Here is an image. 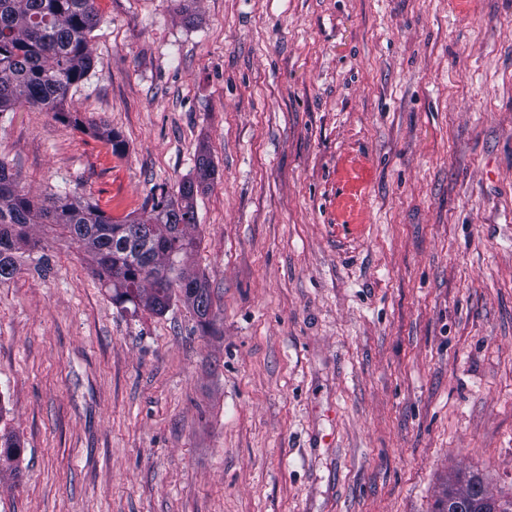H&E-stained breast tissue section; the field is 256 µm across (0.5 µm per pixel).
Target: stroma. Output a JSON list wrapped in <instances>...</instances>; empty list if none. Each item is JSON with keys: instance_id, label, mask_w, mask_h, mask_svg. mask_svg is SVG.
Returning <instances> with one entry per match:
<instances>
[{"instance_id": "35a3bbf8", "label": "stroma", "mask_w": 512, "mask_h": 512, "mask_svg": "<svg viewBox=\"0 0 512 512\" xmlns=\"http://www.w3.org/2000/svg\"><path fill=\"white\" fill-rule=\"evenodd\" d=\"M64 105L0 115L34 193L198 194L192 309L131 314L47 227L0 284V512H434L512 496V0H98ZM106 123L121 153L95 136ZM448 495L440 500L436 512H512V499H497L488 493L483 479L477 473L458 474ZM458 507H464L457 511Z\"/></svg>"}]
</instances>
